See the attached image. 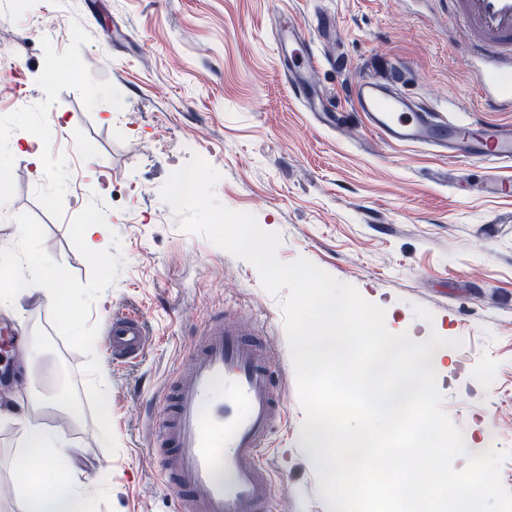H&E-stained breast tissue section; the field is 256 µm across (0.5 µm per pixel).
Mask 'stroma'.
<instances>
[{"instance_id":"35a3bbf8","label":"stroma","mask_w":512,"mask_h":512,"mask_svg":"<svg viewBox=\"0 0 512 512\" xmlns=\"http://www.w3.org/2000/svg\"><path fill=\"white\" fill-rule=\"evenodd\" d=\"M45 13L57 15L59 38L39 29ZM323 13L336 24L329 43L315 29ZM282 20L311 43L339 128L317 127L292 89L274 46ZM453 23L448 0H0V169L10 174L0 245L42 267L57 299L0 311L15 331L7 406L76 448L73 476L95 489L97 512H177L158 480L152 421L218 311L263 327L283 371L284 415L263 457L270 512H330L303 444L280 297L251 263L183 231L159 196L195 154L221 173L223 205L281 234L282 261L307 258L354 286L384 309L389 331H447L456 345L439 374L443 410L467 436L491 422L490 448L512 450V197L479 192L512 168L387 143L349 93L360 76L397 71L430 107L512 123V112L481 111ZM31 135L47 158L38 178L17 151ZM96 220L99 255L80 238ZM20 224L36 235L20 238ZM121 310L149 333L128 363L106 346ZM59 392L66 405H53ZM18 437L0 426V512H21L15 476L34 466L16 455Z\"/></svg>"}]
</instances>
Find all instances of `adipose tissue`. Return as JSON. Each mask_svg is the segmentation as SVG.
Instances as JSON below:
<instances>
[{
  "instance_id": "adipose-tissue-1",
  "label": "adipose tissue",
  "mask_w": 512,
  "mask_h": 512,
  "mask_svg": "<svg viewBox=\"0 0 512 512\" xmlns=\"http://www.w3.org/2000/svg\"><path fill=\"white\" fill-rule=\"evenodd\" d=\"M6 269L11 270L13 277L21 279L23 286L0 295L1 311L35 292L42 294L47 307H54L55 292L41 270L33 265L17 266L12 253L0 247V271ZM17 446L20 451L33 453L40 462L39 469L22 472L17 477L18 487L23 491V512H90L93 490L73 478L74 456L65 448L62 435L46 424L29 420L20 430ZM42 479L47 482V492L26 494L28 484Z\"/></svg>"
}]
</instances>
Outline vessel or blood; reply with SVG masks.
Here are the masks:
<instances>
[{
  "label": "vessel or blood",
  "mask_w": 512,
  "mask_h": 512,
  "mask_svg": "<svg viewBox=\"0 0 512 512\" xmlns=\"http://www.w3.org/2000/svg\"><path fill=\"white\" fill-rule=\"evenodd\" d=\"M448 7L479 64L483 110L512 112V0H448ZM275 42L291 85L304 106L314 109L325 93L307 81L316 65L311 45L291 26L280 27ZM351 96L386 141L429 147L453 159L512 164L510 123L450 122L401 91L394 79L359 78ZM147 345L139 317L113 313V359H136ZM274 365L264 345L233 319L217 315L206 323L156 422L160 480L180 512H266L272 481L259 457L284 411L273 387Z\"/></svg>",
  "instance_id": "obj_1"
}]
</instances>
